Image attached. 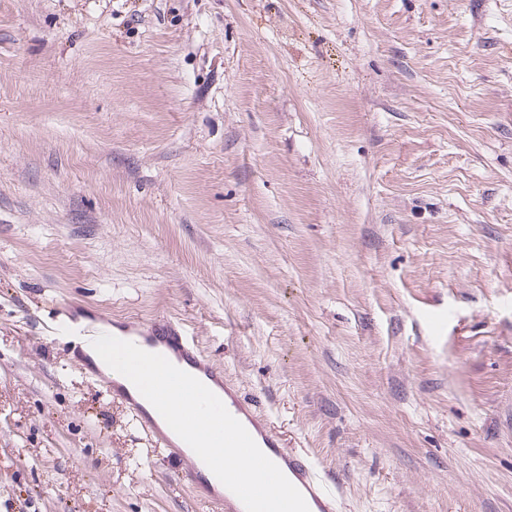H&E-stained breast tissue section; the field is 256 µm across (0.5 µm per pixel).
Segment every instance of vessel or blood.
Listing matches in <instances>:
<instances>
[{
    "label": "vessel or blood",
    "mask_w": 512,
    "mask_h": 512,
    "mask_svg": "<svg viewBox=\"0 0 512 512\" xmlns=\"http://www.w3.org/2000/svg\"><path fill=\"white\" fill-rule=\"evenodd\" d=\"M123 338L141 349L167 358L176 367L190 373L213 391L227 410L246 428L259 448L282 470L302 493L309 512H337L339 490L321 478L316 463L305 451L287 446L267 417L246 399L223 367L206 358L186 336L180 326L170 320H159L150 327L128 321L121 326ZM51 338L78 348L80 360L92 376L100 380L106 393L128 408L140 426L157 439L165 456L190 460L191 466L182 480L209 502L222 506L224 512H245L240 499L227 489L197 458L195 452L168 426L157 410L123 375L108 367L91 352L92 342L103 330L82 323L74 314L53 324Z\"/></svg>",
    "instance_id": "b4317fda"
}]
</instances>
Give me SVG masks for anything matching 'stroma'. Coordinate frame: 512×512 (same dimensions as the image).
<instances>
[{
	"label": "stroma",
	"instance_id": "1",
	"mask_svg": "<svg viewBox=\"0 0 512 512\" xmlns=\"http://www.w3.org/2000/svg\"><path fill=\"white\" fill-rule=\"evenodd\" d=\"M69 303L171 318L341 512H512V0H0V512H222ZM50 333L51 340L79 348V361L84 368L103 383L105 392L113 400L120 402L133 413L142 428L157 438L165 457L176 455L180 459H191L190 468L180 478L184 483L200 497L221 508L224 506L225 512H245L240 499L215 477L137 388L126 377L108 367L95 352L92 341L102 334L115 336L113 332L111 334L106 328L94 324H84L78 316L69 311L65 319L53 323Z\"/></svg>",
	"mask_w": 512,
	"mask_h": 512
}]
</instances>
